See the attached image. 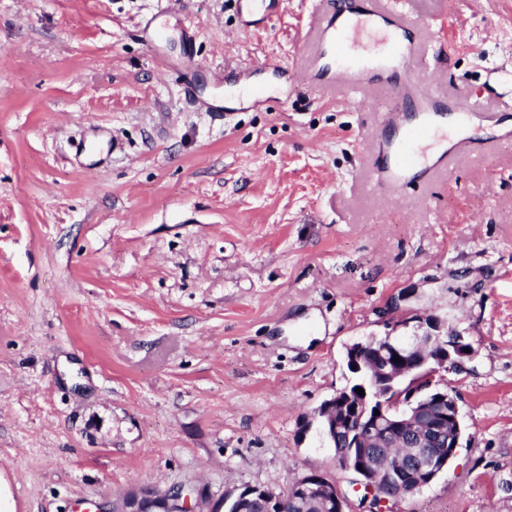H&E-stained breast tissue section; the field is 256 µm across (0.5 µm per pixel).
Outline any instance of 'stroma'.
Instances as JSON below:
<instances>
[{
  "label": "stroma",
  "instance_id": "obj_1",
  "mask_svg": "<svg viewBox=\"0 0 512 512\" xmlns=\"http://www.w3.org/2000/svg\"><path fill=\"white\" fill-rule=\"evenodd\" d=\"M443 87L498 113L450 173L366 179L392 106L280 82L322 0H0V475L15 512H122L183 487L195 512L318 471L359 506L310 421L347 346L409 343L433 314L475 353L447 374L464 424L447 469L385 512H512V0H398ZM267 103L186 106L189 65ZM399 309H392V300Z\"/></svg>",
  "mask_w": 512,
  "mask_h": 512
}]
</instances>
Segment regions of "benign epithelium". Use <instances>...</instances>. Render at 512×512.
<instances>
[{
	"label": "benign epithelium",
	"mask_w": 512,
	"mask_h": 512,
	"mask_svg": "<svg viewBox=\"0 0 512 512\" xmlns=\"http://www.w3.org/2000/svg\"><path fill=\"white\" fill-rule=\"evenodd\" d=\"M460 334H448L447 323L434 315L418 320L415 342L390 336L372 337L347 349V365L363 383L346 387L318 410L322 431L339 464L356 475L355 484L380 488L383 501L403 498L404 488L431 484L462 447L464 428L445 374L471 356ZM399 360H393L394 356ZM362 388L364 394L356 392ZM316 496L333 512H346L347 500L319 472L289 485V497L272 496L263 512H287L288 498ZM132 512H190L184 489L145 487Z\"/></svg>",
	"instance_id": "benign-epithelium-1"
}]
</instances>
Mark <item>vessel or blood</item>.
Listing matches in <instances>:
<instances>
[{
	"label": "vessel or blood",
	"mask_w": 512,
	"mask_h": 512,
	"mask_svg": "<svg viewBox=\"0 0 512 512\" xmlns=\"http://www.w3.org/2000/svg\"><path fill=\"white\" fill-rule=\"evenodd\" d=\"M392 62L401 65L403 77L391 86L392 109L378 117L381 131L372 137L369 171L378 189L400 193L466 149L458 135L435 158H427L429 143L442 136L443 112H451L461 129L480 117L466 96L446 97L424 83L422 59L411 48L404 17L383 0H328L317 49L292 78L299 87L326 83L344 96L374 84Z\"/></svg>",
	"instance_id": "b4317fda"
}]
</instances>
